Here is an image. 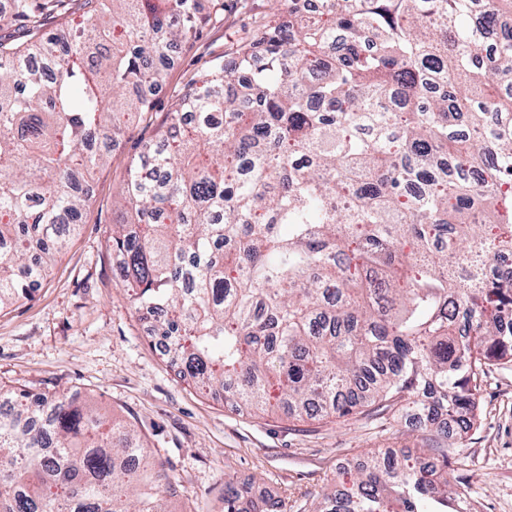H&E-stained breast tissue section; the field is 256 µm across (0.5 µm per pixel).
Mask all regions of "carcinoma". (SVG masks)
<instances>
[{
    "label": "carcinoma",
    "mask_w": 512,
    "mask_h": 512,
    "mask_svg": "<svg viewBox=\"0 0 512 512\" xmlns=\"http://www.w3.org/2000/svg\"><path fill=\"white\" fill-rule=\"evenodd\" d=\"M213 60L139 157L112 225L134 288L196 388L240 411L414 410L474 424L512 361V0H301ZM12 0L0 24V311L79 234L97 169L148 111L211 0ZM498 44L495 58L481 50ZM185 112L195 114L189 126ZM316 512H463L448 456L355 463ZM170 477L92 399L0 386V512H172ZM243 491L224 484V512Z\"/></svg>",
    "instance_id": "carcinoma-1"
}]
</instances>
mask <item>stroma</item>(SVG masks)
<instances>
[{
    "label": "stroma",
    "instance_id": "1",
    "mask_svg": "<svg viewBox=\"0 0 512 512\" xmlns=\"http://www.w3.org/2000/svg\"><path fill=\"white\" fill-rule=\"evenodd\" d=\"M278 0H224V19L202 28L173 56L162 96L125 129L93 181L82 227L32 300L0 312V384L33 393L96 397L143 436L166 465L177 512H224V484L312 512L324 495L350 487L357 461L412 452L448 456V476L467 512H512V362L487 367L476 421L464 437H435L401 414L363 411L346 419L250 415L181 378L112 274L109 245L120 219L113 203L130 166L155 142L184 87L213 57L231 55Z\"/></svg>",
    "mask_w": 512,
    "mask_h": 512
}]
</instances>
